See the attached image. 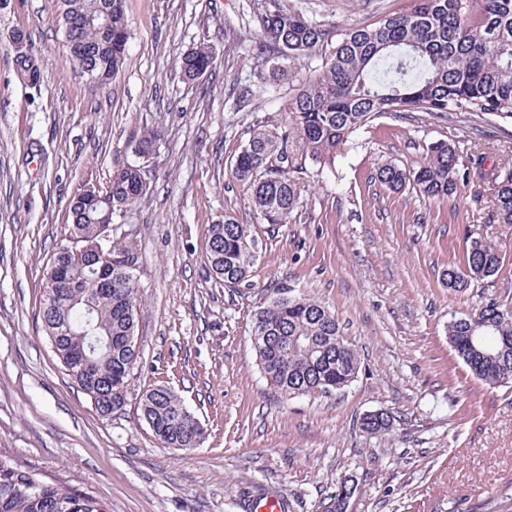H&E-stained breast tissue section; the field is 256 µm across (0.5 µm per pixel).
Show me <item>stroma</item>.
<instances>
[{"instance_id":"obj_1","label":"stroma","mask_w":512,"mask_h":512,"mask_svg":"<svg viewBox=\"0 0 512 512\" xmlns=\"http://www.w3.org/2000/svg\"><path fill=\"white\" fill-rule=\"evenodd\" d=\"M405 4L125 0L127 57L101 88L67 59L55 0H0V450L107 512H243L252 485L277 490L288 512H322L346 479L347 512H512V387L474 379L447 335L452 315L512 307V225L497 223L478 179L429 203L377 178L386 163L418 167L440 140L461 157L505 162L512 128L391 112L323 171L289 139L302 203L285 224L263 223L230 177L253 126L287 133L290 99L324 61L319 52L287 64L262 48L266 13L342 30ZM202 42L214 68L183 80L178 62ZM26 53L41 66L34 88L19 76ZM281 64L290 78L273 82ZM146 127L162 134L148 196L112 217L113 236L136 246L139 358L124 406L103 417L41 332L42 273L67 233L71 197L135 162ZM227 214L257 241L249 283L235 288L215 281L205 257L210 225ZM475 238L500 247L503 269L448 291L443 271L464 268ZM281 281L325 302L357 350L362 369L343 391L289 399L261 373L251 319ZM157 385L200 420L198 447H164L142 419L140 398ZM380 410L395 414L393 430L364 433L362 418Z\"/></svg>"}]
</instances>
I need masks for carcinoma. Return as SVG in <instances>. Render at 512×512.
Listing matches in <instances>:
<instances>
[{"instance_id":"obj_1","label":"carcinoma","mask_w":512,"mask_h":512,"mask_svg":"<svg viewBox=\"0 0 512 512\" xmlns=\"http://www.w3.org/2000/svg\"><path fill=\"white\" fill-rule=\"evenodd\" d=\"M56 22H74L77 42L64 37L70 62L78 72L95 68L103 82L122 67L127 43L124 0H56ZM108 11L112 39L96 27ZM262 39L298 59L330 47L322 72L304 82L289 102V130L305 155L321 166L331 165L336 152L361 127L388 112H422L434 117L465 112L512 123V0H409L402 12L367 25L335 33L334 27L284 9L265 14ZM211 47L201 43L179 62L181 76L195 81L212 70ZM21 79L31 87L41 81L38 64L20 58ZM160 134L144 129L133 152L154 155ZM483 153L460 168L456 144L427 147L414 170L383 165L379 180L399 192L410 186L425 201L450 197L460 179L484 164ZM285 137L262 126L249 132L244 149L230 167L231 177L251 192L254 208L269 224H286L299 208L301 192L284 163ZM494 216L512 224V169L489 171ZM113 207L135 206L146 197V171L129 163L114 171L104 190ZM105 205L88 206L74 196L69 202L68 231L78 245L100 242L99 224ZM255 239L233 216L210 226L206 259L213 277L236 287L249 277ZM68 265L70 287H51L54 264ZM467 273L450 267L445 286L461 291L473 280L499 275L502 250L473 239L467 252ZM136 252L131 242L112 245V280L96 289L85 260L55 251L45 267L38 315L45 336H58L54 354L67 375L92 397L104 395L105 407L121 409L130 386L133 359L124 337L136 331L139 307L134 275ZM448 341L456 356L478 380L493 387L512 385V307L488 303L473 314L448 322ZM252 343L260 369L273 375L281 394L293 398L331 394L358 376L360 359L341 333L339 321L325 303L285 284L272 289L253 315ZM142 416L154 421L151 431L170 448L197 447V417L169 388L158 386L141 399ZM394 415L376 411L361 421L371 435L392 431ZM351 488L345 484L325 504V512H346ZM0 512H105L93 495L62 480L48 481L35 468L0 451Z\"/></svg>"}]
</instances>
